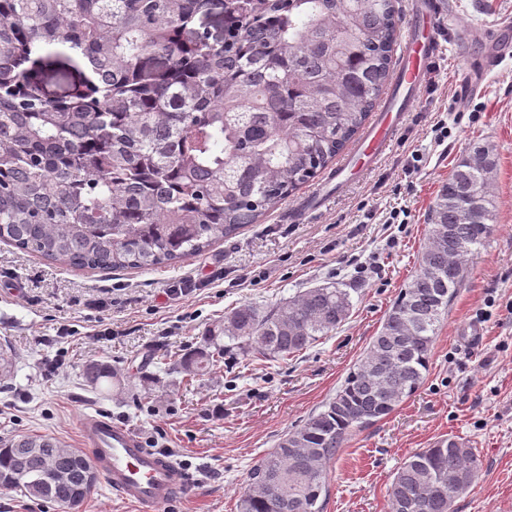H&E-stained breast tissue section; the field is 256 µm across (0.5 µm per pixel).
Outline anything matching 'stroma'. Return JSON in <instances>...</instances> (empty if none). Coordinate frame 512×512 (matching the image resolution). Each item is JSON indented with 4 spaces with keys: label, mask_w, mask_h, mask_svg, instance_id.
Returning a JSON list of instances; mask_svg holds the SVG:
<instances>
[{
    "label": "stroma",
    "mask_w": 512,
    "mask_h": 512,
    "mask_svg": "<svg viewBox=\"0 0 512 512\" xmlns=\"http://www.w3.org/2000/svg\"><path fill=\"white\" fill-rule=\"evenodd\" d=\"M436 30L434 85L419 92L376 167L319 210L296 211L315 180L205 254L146 270L69 269L1 243L0 347L14 370L0 380V439L50 435L79 448L82 418L100 414L183 461L192 482L167 512H236L254 463L321 411L362 357L418 268L441 185L480 142L496 157L492 230L466 260L418 391L354 432L328 464L324 512H389L387 490L405 458L451 435L481 461L452 512H512V54L481 92L460 93L472 57L512 35V0H443ZM451 106L462 120L437 142L435 114ZM414 147L423 160L409 175ZM400 206L406 223L384 227ZM331 283L349 290L350 314L296 356L252 360L233 348L210 373L175 371L232 309L270 307ZM179 286L190 295L174 296ZM471 322L483 333L474 343L460 334ZM64 324L73 334L61 341ZM106 328L112 340L97 342ZM90 363L105 365L120 387L91 388Z\"/></svg>",
    "instance_id": "stroma-1"
}]
</instances>
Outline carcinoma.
Returning a JSON list of instances; mask_svg holds the SVG:
<instances>
[{
	"instance_id": "obj_1",
	"label": "carcinoma",
	"mask_w": 512,
	"mask_h": 512,
	"mask_svg": "<svg viewBox=\"0 0 512 512\" xmlns=\"http://www.w3.org/2000/svg\"><path fill=\"white\" fill-rule=\"evenodd\" d=\"M224 22L221 37L205 30ZM397 0H0V241L79 269H149L201 255L275 210L364 128L391 77ZM80 74L43 93L59 59ZM484 144L454 166L429 216L418 269L324 409L249 472L238 512H323L327 463L350 433L391 414L428 371L496 204ZM334 284L262 310H232L189 375L248 355L286 359L344 322ZM33 449L25 469L18 459ZM480 460L441 439L409 455L390 512H452ZM0 488L70 512L96 486L86 453L43 435L0 441Z\"/></svg>"
}]
</instances>
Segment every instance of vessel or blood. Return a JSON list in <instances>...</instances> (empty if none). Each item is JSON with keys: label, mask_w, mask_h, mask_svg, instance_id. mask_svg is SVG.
Here are the masks:
<instances>
[{"label": "vessel or blood", "mask_w": 512, "mask_h": 512, "mask_svg": "<svg viewBox=\"0 0 512 512\" xmlns=\"http://www.w3.org/2000/svg\"><path fill=\"white\" fill-rule=\"evenodd\" d=\"M443 11L441 0H413L396 70V87L404 98L389 97L367 127L350 158L330 174L321 189L305 200L303 210L321 208L347 184L356 166L371 168L395 140L404 112L429 78L439 55L435 22ZM81 436L93 458L100 479L137 512H165L188 476L170 456L149 448L133 429L102 416L89 415L81 422Z\"/></svg>", "instance_id": "b4317fda"}]
</instances>
